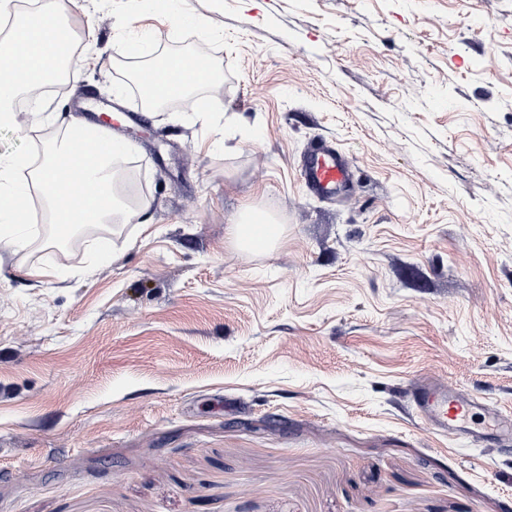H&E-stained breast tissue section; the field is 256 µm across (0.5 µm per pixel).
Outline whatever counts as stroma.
I'll use <instances>...</instances> for the list:
<instances>
[{
	"label": "stroma",
	"mask_w": 512,
	"mask_h": 512,
	"mask_svg": "<svg viewBox=\"0 0 512 512\" xmlns=\"http://www.w3.org/2000/svg\"><path fill=\"white\" fill-rule=\"evenodd\" d=\"M186 6L76 0L80 81L0 126L36 165L93 99L135 164L124 223L45 248L43 206L0 249V512H506L512 446L434 433L412 390L512 418V0ZM190 55L218 77L134 96ZM321 141L353 171L328 198ZM248 209L270 252L229 246ZM352 171L343 155L332 144L318 143L303 165L308 187L323 196H332L336 188L351 181Z\"/></svg>",
	"instance_id": "35a3bbf8"
}]
</instances>
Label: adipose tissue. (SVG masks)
<instances>
[{
	"label": "adipose tissue",
	"mask_w": 512,
	"mask_h": 512,
	"mask_svg": "<svg viewBox=\"0 0 512 512\" xmlns=\"http://www.w3.org/2000/svg\"><path fill=\"white\" fill-rule=\"evenodd\" d=\"M69 10L68 0H37L36 9L17 16L12 30L0 39V123L13 120L9 106L22 90L46 83L56 69H64L66 77L78 79L63 37ZM146 74V93L159 99L187 94L212 81L217 68L210 58L183 56L147 68ZM84 126L83 119H65L60 142L31 173L52 211L72 230L117 219L113 165L127 154L126 145L111 138L96 144L91 162L83 168L82 191L76 194L68 190L63 162ZM25 162L21 155H0V247L13 248L27 240V225L21 221L18 207L27 188L17 179ZM228 234L238 247L265 251L278 240L281 228L250 224L243 214L231 220Z\"/></svg>",
	"instance_id": "adipose-tissue-1"
}]
</instances>
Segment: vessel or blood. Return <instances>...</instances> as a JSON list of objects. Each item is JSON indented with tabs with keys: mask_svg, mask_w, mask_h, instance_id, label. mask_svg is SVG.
Listing matches in <instances>:
<instances>
[{
	"mask_svg": "<svg viewBox=\"0 0 512 512\" xmlns=\"http://www.w3.org/2000/svg\"><path fill=\"white\" fill-rule=\"evenodd\" d=\"M352 171L343 155L328 143H320L307 156L303 165V178L315 193L330 196L336 189L347 184ZM419 398L416 402L418 416L429 422L439 432L465 429L474 424V436L483 439H511L512 427L500 417L494 416L474 421L476 403L460 391L438 387L430 383L417 386Z\"/></svg>",
	"mask_w": 512,
	"mask_h": 512,
	"instance_id": "1",
	"label": "vessel or blood"
}]
</instances>
